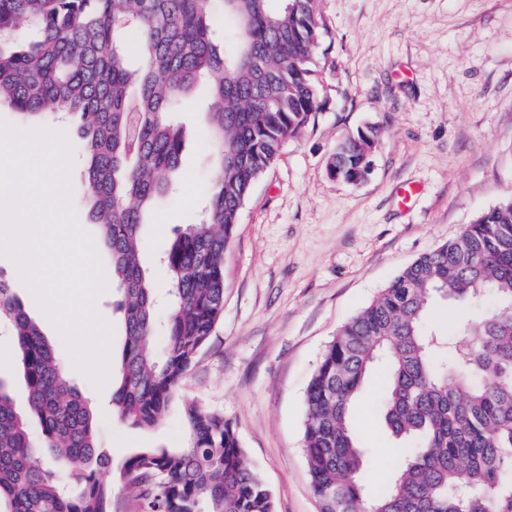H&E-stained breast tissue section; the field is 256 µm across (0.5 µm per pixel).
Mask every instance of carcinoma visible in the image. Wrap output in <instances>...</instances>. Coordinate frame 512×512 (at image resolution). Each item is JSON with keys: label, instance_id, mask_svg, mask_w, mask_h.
<instances>
[{"label": "carcinoma", "instance_id": "obj_1", "mask_svg": "<svg viewBox=\"0 0 512 512\" xmlns=\"http://www.w3.org/2000/svg\"><path fill=\"white\" fill-rule=\"evenodd\" d=\"M322 37L318 0H0V102L22 119H46L50 106L79 120L90 213L125 320L112 414L129 426L163 416L223 317L224 251L242 209L286 139L316 124ZM199 83L210 89L215 191L201 222L174 228L167 244L159 340L141 227L174 189L184 131L173 114ZM378 137L369 126L339 142L329 172L363 177ZM438 297H491L495 307L445 340L426 324ZM2 319L41 429L33 441L0 380L4 512H112L115 484L100 476L109 459L87 400L0 275ZM376 371L385 427L408 447L387 487L367 498L352 412ZM305 406L303 451L321 512H512V198L420 255L339 328ZM185 421L183 447L142 448L121 467V488L144 512H275L233 424L195 405Z\"/></svg>", "mask_w": 512, "mask_h": 512}]
</instances>
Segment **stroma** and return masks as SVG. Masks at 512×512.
Instances as JSON below:
<instances>
[{
  "label": "stroma",
  "instance_id": "1",
  "mask_svg": "<svg viewBox=\"0 0 512 512\" xmlns=\"http://www.w3.org/2000/svg\"><path fill=\"white\" fill-rule=\"evenodd\" d=\"M325 25L316 50L324 91L314 127L286 140L256 183L224 252V315L159 423L134 428L112 414V387L78 371L56 327L0 255V271L40 326L65 375L89 402L96 445L115 479L142 448H179L193 404L232 421L268 485L276 512H319L303 451L305 392L338 328L414 259L456 237L482 212L512 197V0H319ZM198 86L177 119L185 148L175 194L159 197L141 231V262L165 289L159 258L173 227L197 223L214 185L215 143ZM380 128L372 171L357 184L328 173L337 141ZM83 155L74 154L71 202L110 267L89 218ZM404 182L422 191L409 210ZM196 201L185 204L186 192ZM483 307L436 302L427 317L441 335ZM0 379L18 412L27 388L8 324H0ZM371 382L354 407L367 448L366 481L377 492L393 472L396 440Z\"/></svg>",
  "mask_w": 512,
  "mask_h": 512
}]
</instances>
